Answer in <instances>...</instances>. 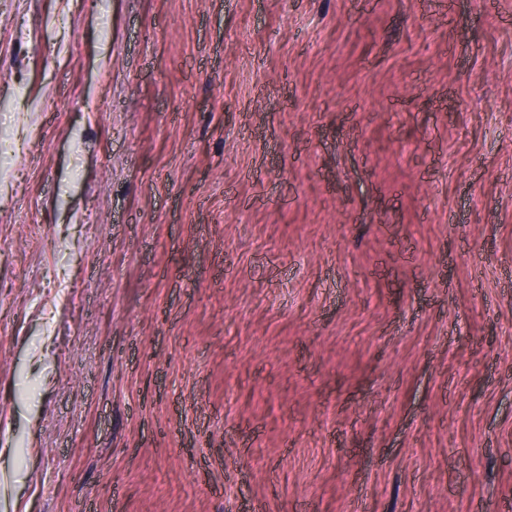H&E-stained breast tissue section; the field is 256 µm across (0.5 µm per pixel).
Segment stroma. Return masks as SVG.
<instances>
[{
    "instance_id": "obj_1",
    "label": "stroma",
    "mask_w": 512,
    "mask_h": 512,
    "mask_svg": "<svg viewBox=\"0 0 512 512\" xmlns=\"http://www.w3.org/2000/svg\"><path fill=\"white\" fill-rule=\"evenodd\" d=\"M0 512H512V0H0Z\"/></svg>"
}]
</instances>
